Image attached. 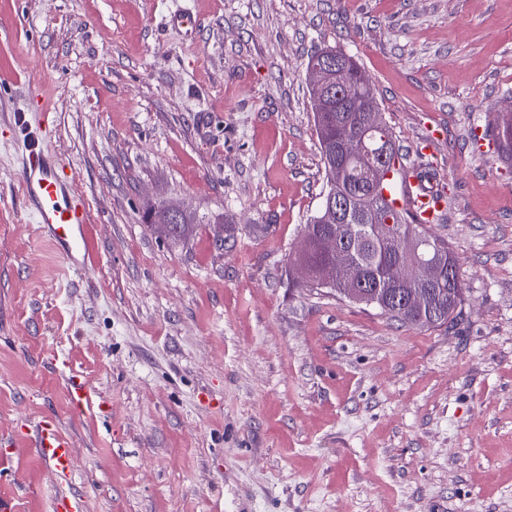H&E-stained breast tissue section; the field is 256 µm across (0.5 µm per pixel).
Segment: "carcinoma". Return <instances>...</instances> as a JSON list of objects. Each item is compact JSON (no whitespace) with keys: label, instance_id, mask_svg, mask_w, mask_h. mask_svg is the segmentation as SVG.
I'll return each mask as SVG.
<instances>
[{"label":"carcinoma","instance_id":"1","mask_svg":"<svg viewBox=\"0 0 512 512\" xmlns=\"http://www.w3.org/2000/svg\"><path fill=\"white\" fill-rule=\"evenodd\" d=\"M339 57L354 80L366 103L375 113L380 107L370 84L360 80V67L354 58L335 47L321 49L311 57L310 66H317L329 58ZM314 110V121L327 178H336V191L349 201L348 214L339 220L326 217L325 210L310 219L304 226L301 241L294 252V262L304 265L312 272L311 288H330L340 296H346L344 289L356 285L366 288L376 295L371 307L379 314L391 320L413 326L444 325L453 319L463 302V288L458 277L457 263L448 243L433 236L425 224L412 220L406 212L397 210L393 201L386 197L387 181L379 171L371 169L363 159L347 158L338 150L337 122H347L362 127L369 121V116L362 112L336 110V101L330 102L329 111L319 112L318 92L310 88ZM496 141L502 157L512 162V112L499 113L496 127ZM378 224L393 225V233L380 237L373 231ZM336 238V244L346 248L347 261L354 267L358 280L348 283L336 278L333 283L322 281V272L336 262V256L325 249L327 238ZM416 240L421 249L450 268L451 279H443L430 297L429 308L411 316L390 303V297L397 291L410 287L408 283H397L388 277V272L396 266H402L412 256L399 248L400 238Z\"/></svg>","mask_w":512,"mask_h":512}]
</instances>
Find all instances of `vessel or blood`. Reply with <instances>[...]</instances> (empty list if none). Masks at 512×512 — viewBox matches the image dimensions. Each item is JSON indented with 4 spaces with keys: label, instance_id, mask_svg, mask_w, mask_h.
Returning a JSON list of instances; mask_svg holds the SVG:
<instances>
[{
    "label": "vessel or blood",
    "instance_id": "1",
    "mask_svg": "<svg viewBox=\"0 0 512 512\" xmlns=\"http://www.w3.org/2000/svg\"><path fill=\"white\" fill-rule=\"evenodd\" d=\"M25 112L15 114L16 127L25 131L22 154V196L36 223L41 224L46 237L64 258L75 261L88 256L92 243L88 234L89 214L76 197L72 186L61 174V164L49 152L41 132L25 130ZM401 190L394 200L396 208L408 212L418 222L434 216L439 203L436 185H424L412 177H401ZM61 376L76 413L83 414L93 407L90 390L83 378L74 371L62 370ZM27 436L55 473L68 476L73 469L69 443L56 426L47 420L28 425Z\"/></svg>",
    "mask_w": 512,
    "mask_h": 512
}]
</instances>
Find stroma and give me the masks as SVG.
I'll use <instances>...</instances> for the list:
<instances>
[{
	"label": "stroma",
	"instance_id": "35a3bbf8",
	"mask_svg": "<svg viewBox=\"0 0 512 512\" xmlns=\"http://www.w3.org/2000/svg\"><path fill=\"white\" fill-rule=\"evenodd\" d=\"M329 46L360 64L405 163L445 188L431 232L464 288L446 325L388 320L295 270L326 191L307 61ZM31 86L90 213L85 266L23 209L13 114ZM510 106L512 0H0V497L512 512V164L495 142ZM148 204L192 212L193 237L157 238ZM60 358L104 412L72 414ZM32 419L69 439L67 481Z\"/></svg>",
	"mask_w": 512,
	"mask_h": 512
}]
</instances>
